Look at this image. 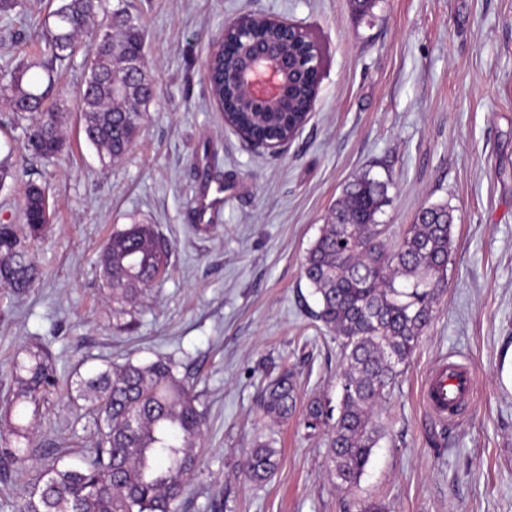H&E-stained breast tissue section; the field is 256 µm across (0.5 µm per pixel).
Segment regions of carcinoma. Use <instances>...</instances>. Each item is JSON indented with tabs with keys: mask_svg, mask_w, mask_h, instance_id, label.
Segmentation results:
<instances>
[{
	"mask_svg": "<svg viewBox=\"0 0 512 512\" xmlns=\"http://www.w3.org/2000/svg\"><path fill=\"white\" fill-rule=\"evenodd\" d=\"M101 0H60L37 23L34 49L0 78V101L13 112L30 114L25 150L47 161L62 155L68 109L46 106L58 67L85 52V76L75 99L82 132L105 167L122 159L139 138L155 77L138 18L122 7L95 24ZM97 25L92 43L82 36ZM256 42H282L284 35L256 18L247 32ZM286 42V41H284ZM296 78L286 104L265 111L249 101L224 72L237 69L241 55L213 48L207 61L213 101L228 120L267 142L285 140L305 124L315 98L309 78L314 52L286 42ZM45 188L25 190L27 233L0 225V285L23 294L37 277L26 239L41 235L50 216L41 207ZM388 202L387 186L366 176L349 182L320 234L307 250L303 277L319 310L315 317L336 335L344 368L340 396L332 411L320 398L304 408L306 428L332 423L327 448L328 475L337 488L360 481L373 448L384 434L381 409L430 325L447 288L454 217L446 203L423 207L397 247L387 246L377 216ZM168 252L148 224H132L112 234L100 266L112 301L135 305L166 270ZM16 387L0 408V469L25 464L33 453L31 429L40 402L63 389L50 354L39 346L13 364ZM77 397L97 415V438L90 451L72 460L48 463L42 482L20 497L16 512H172L196 466L195 448L204 412L189 381L170 358L147 364L126 361L81 378ZM293 375L285 372L263 389L261 407L274 422L297 409ZM274 440L256 444L241 468L254 481L266 480L278 464Z\"/></svg>",
	"mask_w": 512,
	"mask_h": 512,
	"instance_id": "1",
	"label": "carcinoma"
}]
</instances>
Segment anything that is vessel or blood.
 I'll use <instances>...</instances> for the list:
<instances>
[{
  "mask_svg": "<svg viewBox=\"0 0 512 512\" xmlns=\"http://www.w3.org/2000/svg\"><path fill=\"white\" fill-rule=\"evenodd\" d=\"M472 385L469 369L451 362L428 376L423 387V399L432 414L444 419L452 415L458 405L468 402Z\"/></svg>",
  "mask_w": 512,
  "mask_h": 512,
  "instance_id": "b4317fda",
  "label": "vessel or blood"
}]
</instances>
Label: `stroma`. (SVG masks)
I'll return each instance as SVG.
<instances>
[{"instance_id": "stroma-1", "label": "stroma", "mask_w": 512, "mask_h": 512, "mask_svg": "<svg viewBox=\"0 0 512 512\" xmlns=\"http://www.w3.org/2000/svg\"><path fill=\"white\" fill-rule=\"evenodd\" d=\"M138 15L157 83L142 134L101 167L77 112L67 153L23 149L27 121L0 104V159L19 179L0 187V224H22L25 182L48 188L51 224L30 241L38 268L27 293L0 287V398L11 362L41 344L72 381L133 360L172 358L198 393L206 421L198 464L176 512H512V393L500 384L512 344V0H126ZM0 10V69L29 50L56 0ZM265 15L304 28L320 52L314 108L302 130L271 149L224 124L206 60L225 23ZM387 185L379 217L395 244L418 211L444 202L455 216L448 286L382 414L385 435L357 487L327 472L328 434L301 415L271 425L262 387L293 371L301 401L337 399L343 370L334 333L317 321L302 262L346 183ZM224 186V208L197 220L196 200ZM152 225L168 271L135 306L112 303L100 255L113 232ZM466 363L465 411L435 418L422 401L430 368ZM92 413L68 401L40 407L35 452L0 474V512H14L49 456L92 444ZM275 437L278 467L247 481L239 464Z\"/></svg>"}]
</instances>
